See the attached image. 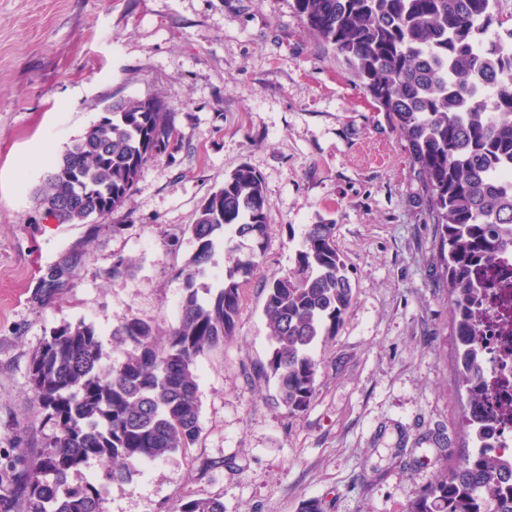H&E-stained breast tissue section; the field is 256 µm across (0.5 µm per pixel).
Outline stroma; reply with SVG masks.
I'll return each mask as SVG.
<instances>
[{
    "instance_id": "1",
    "label": "stroma",
    "mask_w": 512,
    "mask_h": 512,
    "mask_svg": "<svg viewBox=\"0 0 512 512\" xmlns=\"http://www.w3.org/2000/svg\"><path fill=\"white\" fill-rule=\"evenodd\" d=\"M154 97L180 147L142 170L129 201L56 224L34 191L114 101ZM271 203L260 268L234 338L199 362L194 448L107 486L104 512H171L218 497L224 512H406L463 440L448 279L407 142L291 0H0V468L54 431L33 399L32 355L85 322L104 351L136 316L167 329L200 202L239 165ZM330 222L353 303L319 344L317 392L290 416L262 373L265 281L284 275L306 225ZM126 272L111 276L117 263ZM70 273L53 299L38 281Z\"/></svg>"
}]
</instances>
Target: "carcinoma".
Instances as JSON below:
<instances>
[{"label": "carcinoma", "instance_id": "1", "mask_svg": "<svg viewBox=\"0 0 512 512\" xmlns=\"http://www.w3.org/2000/svg\"><path fill=\"white\" fill-rule=\"evenodd\" d=\"M493 2L292 0L404 134L422 177L426 217L437 227L472 446L442 454L449 465L407 512H512V460L481 444L498 417L512 416V401L497 413L488 405L481 322L471 309L477 295L512 278V271L491 275L494 261L512 253V181L498 177L512 169V27H503ZM178 143L166 103L116 101L53 161L36 200L57 223L83 224L121 207L144 167ZM270 212L262 179L247 165L203 199L187 228L193 252L180 270L179 315L164 339L152 323L128 317L113 335L132 352L113 362L95 328L82 321L46 338L32 356L30 383L56 433L31 463L11 462L6 476L14 491L0 497V512H104L107 485L194 447L201 437L197 361L236 334L243 280L265 252ZM334 229L308 225L293 268L264 287L268 368L291 416L315 397L316 346L336 335L353 301ZM229 236L249 241V252L224 251L219 287L202 300L197 281ZM91 458L105 464L102 476L71 483ZM174 512H224V502L182 501Z\"/></svg>", "mask_w": 512, "mask_h": 512}]
</instances>
